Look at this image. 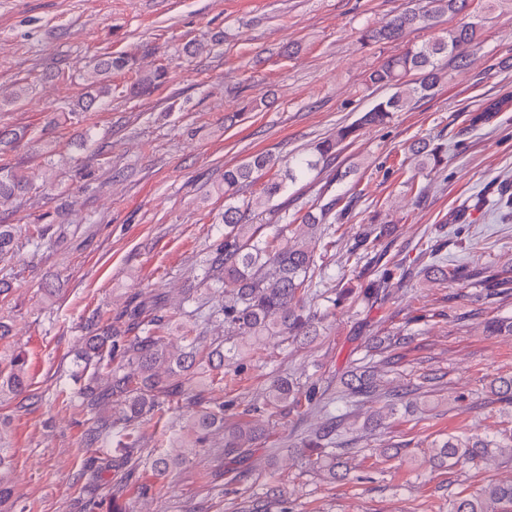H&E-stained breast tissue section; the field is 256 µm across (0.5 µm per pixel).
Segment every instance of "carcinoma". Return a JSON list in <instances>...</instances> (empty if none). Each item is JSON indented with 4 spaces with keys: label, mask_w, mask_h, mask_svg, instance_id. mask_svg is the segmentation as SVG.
Segmentation results:
<instances>
[{
    "label": "carcinoma",
    "mask_w": 512,
    "mask_h": 512,
    "mask_svg": "<svg viewBox=\"0 0 512 512\" xmlns=\"http://www.w3.org/2000/svg\"><path fill=\"white\" fill-rule=\"evenodd\" d=\"M471 0H413V5L393 15L381 27H365L360 41L365 45L386 44L400 40L412 28H430L447 14L461 16V21L431 42L413 45L404 51L386 57L369 72L366 81L394 89L387 99L377 102L356 121L340 126L331 137L317 142L304 153L294 156L288 173L267 181L261 195L252 199L239 198L240 186L258 172L271 171L276 160L270 154H256L248 161L224 169V240L216 245L208 259L202 281H215L217 299H201L193 292L184 295L178 306L147 319L144 308L129 311V320L140 332L135 336H121L109 328L91 325L85 343L82 361L97 366L76 393V398L87 411L91 426L81 435L87 448H105L114 442L126 457L140 447L142 422L164 409L187 410L189 416L178 430L166 436L167 450L150 460L152 476L158 480L167 477L189 456L204 447L214 434L224 439V456H239L249 451L261 437V429L247 420L224 422V406L213 404L203 394L201 385L224 381V366L243 354L248 341L262 336H281L283 339L311 340L319 335V321L299 305L304 296L316 293L326 278L323 257L336 246L332 228L324 227L328 216L336 211L342 198L330 199L318 211H307L301 216H281V224L265 236L258 235L259 226L251 224L258 213L272 207L273 201L284 194L288 183L305 178L320 164L330 165L338 152L353 142L360 129L388 122L395 112H402L423 99L430 98L447 79L448 71L442 64L447 58L455 67H472L471 49L480 36L483 20L508 0H483V16L472 18L467 13ZM132 58L125 54L108 52L95 59L83 76L85 96L76 105L52 113L48 124H72L82 112L95 105H103L112 97V73L128 70ZM168 71L156 68L137 75L131 94L149 96L167 82ZM512 109V94L506 93L481 104L471 118L477 127L491 121L496 114ZM26 132L0 127V153L12 150ZM413 155L420 158V167L432 171L443 163L445 147L420 139L410 146ZM33 182L24 162L6 164L0 168V203L31 192ZM386 234L385 229L358 234L348 259L359 264L371 254L376 242ZM15 246L13 225L0 224V256L12 252ZM421 252L431 260L429 268L443 280L455 282L464 278L462 269L438 257V251L427 242L421 243ZM394 278L393 270L383 269L380 275L367 282L361 295L376 299ZM487 288H497L506 295L512 291V282L495 272L482 276ZM185 329V344L171 349L163 336L170 325ZM220 325L228 336H238L241 342L229 347L224 340H207L206 332ZM490 334L512 335V317L494 316L486 320ZM121 352L125 364L112 368V356ZM31 386L28 360L18 352L10 359L6 371L0 370V394L18 396ZM377 392V385L367 374H352L345 382V398L351 402L369 399ZM300 386L285 378L272 380L267 387L264 405L271 406L288 400L299 402ZM404 393H388L386 411L369 416L363 423L365 430H374L383 419L393 414L403 402ZM119 402L118 416L105 411L112 401ZM345 419L326 422L303 441L310 465L322 468L336 477V470L346 462L336 455L334 433ZM432 460L440 467L461 461L479 466L489 449L512 459V433L499 442L482 438L449 435L430 443ZM9 449L0 443V502L9 499L12 487L9 478ZM127 512L124 504L114 498L105 503L92 495L88 499L90 512ZM449 512H512V482L506 485H487L474 494L455 498Z\"/></svg>",
    "instance_id": "obj_1"
}]
</instances>
